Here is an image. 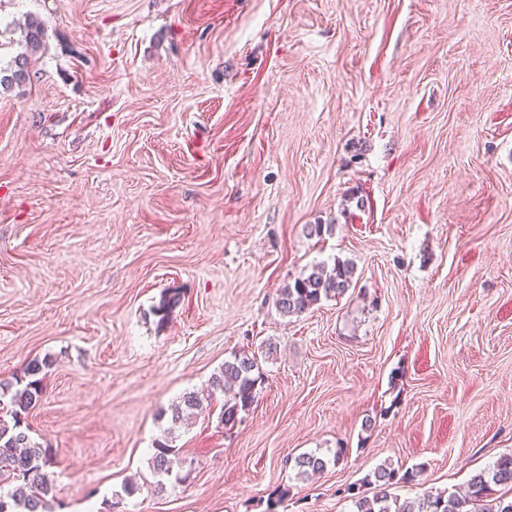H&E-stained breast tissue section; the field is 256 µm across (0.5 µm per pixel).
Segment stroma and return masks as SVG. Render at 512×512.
I'll return each instance as SVG.
<instances>
[{
	"label": "stroma",
	"mask_w": 512,
	"mask_h": 512,
	"mask_svg": "<svg viewBox=\"0 0 512 512\" xmlns=\"http://www.w3.org/2000/svg\"><path fill=\"white\" fill-rule=\"evenodd\" d=\"M0 380L52 359L27 418L56 512H349L458 491L512 453V0H0ZM324 224L322 237L307 225ZM351 287L299 316L318 263ZM175 298L165 317L154 307ZM265 351L233 429L183 393ZM340 453L309 481L294 459ZM353 275L354 266L349 262L338 260L330 268L315 264L280 289L275 307L282 315H301L319 304L322 298L344 294L351 286ZM170 427L164 440H157L154 445V452L149 460V469L157 477L174 478L176 482L181 481V469L184 467V461L179 457V453L173 442L175 436Z\"/></svg>",
	"instance_id": "stroma-1"
}]
</instances>
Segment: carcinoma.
<instances>
[{"mask_svg":"<svg viewBox=\"0 0 512 512\" xmlns=\"http://www.w3.org/2000/svg\"><path fill=\"white\" fill-rule=\"evenodd\" d=\"M44 30L39 22L31 20L25 28L27 51L41 48ZM29 78L28 57L14 60L10 74L0 77L2 83L24 82ZM354 266L337 261L329 267L315 264L284 288L275 299L276 309L283 315H301L322 299L345 293L351 286ZM52 365L48 359H34L27 364L23 375L0 383V512H52L54 487L46 468L50 465L48 449L29 434L25 416L42 399V373ZM263 373L256 353H235L213 373L209 380V394L226 390L232 397L225 400L219 416L220 423L232 427L239 416L250 410L257 401V387ZM207 399L199 393H184L169 410L159 417L170 416L172 425H185L192 416L204 409ZM175 436L167 431L164 439L154 445L149 469L157 477L181 481L184 461L173 442ZM340 454L329 459L316 453H302L294 459L295 478L305 481L334 462ZM416 474L399 475L389 464H382L368 475L367 483L374 486L373 497L349 492L350 512H512V454L501 456L488 469L471 475L465 494L425 490L413 498H401L392 492L399 481L411 482Z\"/></svg>","mask_w":512,"mask_h":512,"instance_id":"obj_1","label":"carcinoma"}]
</instances>
